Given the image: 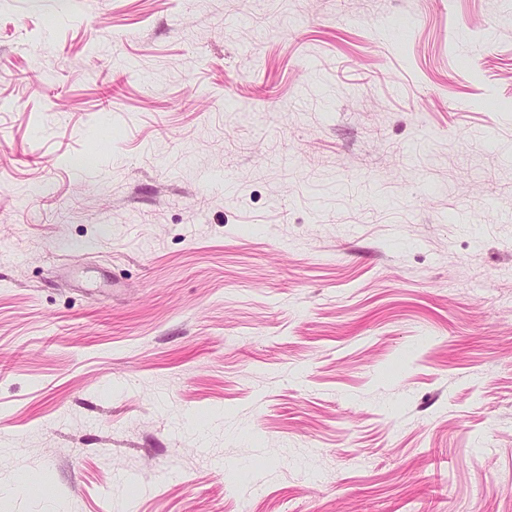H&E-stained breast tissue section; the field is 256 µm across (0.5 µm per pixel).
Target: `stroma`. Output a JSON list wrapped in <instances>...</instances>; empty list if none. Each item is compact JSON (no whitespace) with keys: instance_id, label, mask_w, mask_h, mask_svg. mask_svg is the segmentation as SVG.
Returning a JSON list of instances; mask_svg holds the SVG:
<instances>
[{"instance_id":"stroma-1","label":"stroma","mask_w":512,"mask_h":512,"mask_svg":"<svg viewBox=\"0 0 512 512\" xmlns=\"http://www.w3.org/2000/svg\"><path fill=\"white\" fill-rule=\"evenodd\" d=\"M0 512H512V0H0Z\"/></svg>"}]
</instances>
